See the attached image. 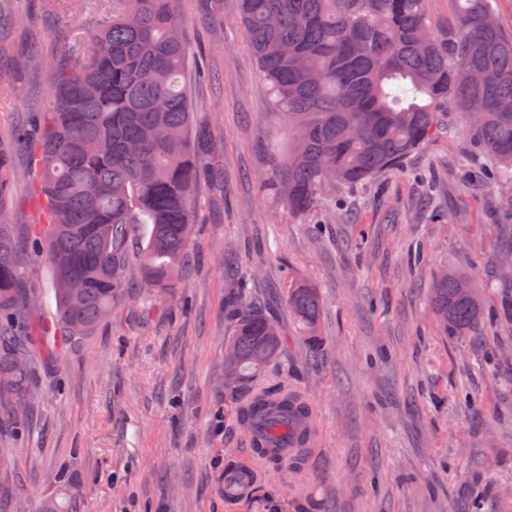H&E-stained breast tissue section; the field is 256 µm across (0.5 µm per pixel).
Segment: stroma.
<instances>
[{
	"label": "stroma",
	"mask_w": 512,
	"mask_h": 512,
	"mask_svg": "<svg viewBox=\"0 0 512 512\" xmlns=\"http://www.w3.org/2000/svg\"><path fill=\"white\" fill-rule=\"evenodd\" d=\"M113 0H13L0 12V139L29 120L48 72L18 76L31 44L62 58L114 10ZM192 54L181 82L224 139V200L197 190L195 234L178 287L121 303L85 336L55 338L53 275L36 258L26 289L39 301L37 395L22 422L0 419V453L22 512L68 499L74 512H459L474 487L487 512H512V323L477 341L444 336L428 308L436 272L475 277L497 304L499 243L512 237V187L466 179L487 167L452 112L401 170L353 189H324L332 208L303 216L259 192L262 150L285 137L233 0H184ZM34 19L15 23L14 13ZM10 208L26 238L44 214L33 196L29 148ZM253 272L255 297L286 335L258 384L302 390L314 408L313 449L302 465L254 463L239 397L224 383V293L231 273ZM305 280L322 301V346H307L283 305ZM255 464L251 493L227 499L224 477Z\"/></svg>",
	"instance_id": "1"
}]
</instances>
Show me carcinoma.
Segmentation results:
<instances>
[{"mask_svg": "<svg viewBox=\"0 0 512 512\" xmlns=\"http://www.w3.org/2000/svg\"><path fill=\"white\" fill-rule=\"evenodd\" d=\"M101 28L85 34L70 62L34 50L19 67L51 74L38 113L41 133L19 126L14 144L33 153L47 208L17 240L7 203L18 180L14 144L0 142V393L16 418L33 400L31 333L36 298L24 295L29 251L53 267L62 335L83 336L146 287L174 288L183 272L203 173L197 156H216L217 137L193 119L181 85L189 54L180 0H120ZM264 82L288 128L268 154L262 193L304 215L326 185L353 187L397 169L433 137L446 112L463 115L487 156L492 181L512 184V35L491 0H452L454 21L435 30L426 0H236ZM149 233L144 277H125L134 225ZM487 311L475 279L440 270L430 312L444 335L470 338L487 323L512 321V266ZM305 340H318L322 299L297 282L284 299ZM228 388L250 386L278 357L282 330L237 291L228 299ZM312 407L282 383L249 394L238 410L255 447H275L269 464H302L313 441Z\"/></svg>", "mask_w": 512, "mask_h": 512, "instance_id": "cac0c4a2", "label": "carcinoma"}]
</instances>
